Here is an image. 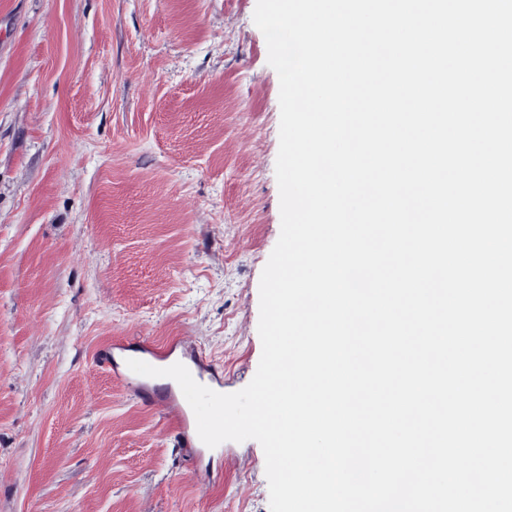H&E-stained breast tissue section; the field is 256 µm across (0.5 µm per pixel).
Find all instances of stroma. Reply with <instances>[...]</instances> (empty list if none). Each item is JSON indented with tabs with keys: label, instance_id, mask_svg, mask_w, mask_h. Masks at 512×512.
<instances>
[{
	"label": "stroma",
	"instance_id": "1",
	"mask_svg": "<svg viewBox=\"0 0 512 512\" xmlns=\"http://www.w3.org/2000/svg\"><path fill=\"white\" fill-rule=\"evenodd\" d=\"M255 6L0 0V512H270L257 441L199 480L94 361L176 337L225 392L256 373L281 216Z\"/></svg>",
	"mask_w": 512,
	"mask_h": 512
}]
</instances>
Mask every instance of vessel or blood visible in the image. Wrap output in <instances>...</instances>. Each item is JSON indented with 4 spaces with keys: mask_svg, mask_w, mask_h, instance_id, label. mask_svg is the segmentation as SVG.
I'll return each instance as SVG.
<instances>
[{
    "mask_svg": "<svg viewBox=\"0 0 512 512\" xmlns=\"http://www.w3.org/2000/svg\"><path fill=\"white\" fill-rule=\"evenodd\" d=\"M120 378L138 402L161 409L173 420L178 447L193 451L195 457H202L204 445L197 434L196 418L179 386L156 389L147 377L129 369L124 370Z\"/></svg>",
    "mask_w": 512,
    "mask_h": 512,
    "instance_id": "b4317fda",
    "label": "vessel or blood"
}]
</instances>
